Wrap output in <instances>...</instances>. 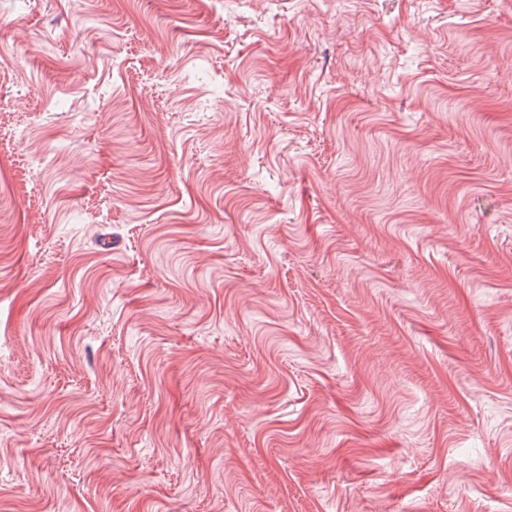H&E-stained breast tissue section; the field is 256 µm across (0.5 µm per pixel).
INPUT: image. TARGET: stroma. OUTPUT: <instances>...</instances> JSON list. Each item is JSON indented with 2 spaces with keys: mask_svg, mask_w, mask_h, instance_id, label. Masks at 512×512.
<instances>
[{
  "mask_svg": "<svg viewBox=\"0 0 512 512\" xmlns=\"http://www.w3.org/2000/svg\"><path fill=\"white\" fill-rule=\"evenodd\" d=\"M0 512H512V0H0Z\"/></svg>",
  "mask_w": 512,
  "mask_h": 512,
  "instance_id": "35a3bbf8",
  "label": "stroma"
}]
</instances>
